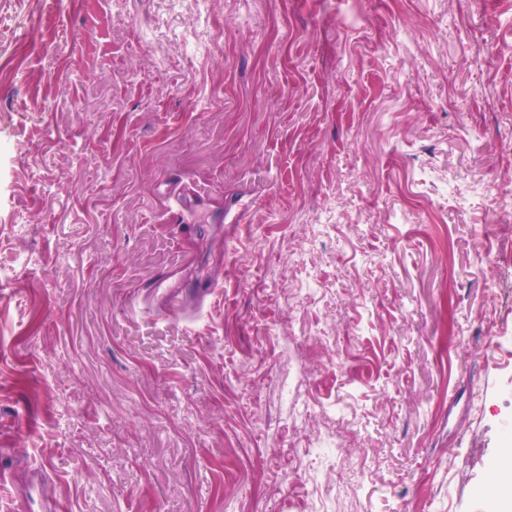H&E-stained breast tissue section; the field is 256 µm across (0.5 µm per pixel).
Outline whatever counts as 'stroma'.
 I'll return each mask as SVG.
<instances>
[{"mask_svg":"<svg viewBox=\"0 0 512 512\" xmlns=\"http://www.w3.org/2000/svg\"><path fill=\"white\" fill-rule=\"evenodd\" d=\"M508 421L512 0H0V464L494 512Z\"/></svg>","mask_w":512,"mask_h":512,"instance_id":"1","label":"stroma"}]
</instances>
